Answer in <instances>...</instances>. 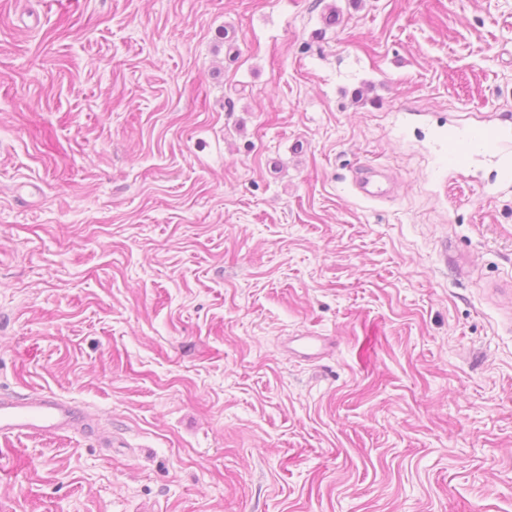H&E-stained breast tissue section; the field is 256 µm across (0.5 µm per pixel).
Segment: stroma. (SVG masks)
Returning a JSON list of instances; mask_svg holds the SVG:
<instances>
[{
	"mask_svg": "<svg viewBox=\"0 0 512 512\" xmlns=\"http://www.w3.org/2000/svg\"><path fill=\"white\" fill-rule=\"evenodd\" d=\"M506 156L512 0H0V512H512ZM501 142L502 130L500 127L495 125L479 127L477 136L473 141L462 140L457 142L456 157L458 166H463L478 148L493 152L500 147ZM354 184L360 194L371 199L390 197L393 190L392 180L382 171L371 165L358 169ZM84 415L70 401L31 392L18 397L0 395V436L57 435L75 428Z\"/></svg>",
	"mask_w": 512,
	"mask_h": 512,
	"instance_id": "stroma-1",
	"label": "stroma"
}]
</instances>
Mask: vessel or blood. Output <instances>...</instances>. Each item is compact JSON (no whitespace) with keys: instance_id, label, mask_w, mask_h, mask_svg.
<instances>
[{"instance_id":"b4317fda","label":"vessel or blood","mask_w":512,"mask_h":512,"mask_svg":"<svg viewBox=\"0 0 512 512\" xmlns=\"http://www.w3.org/2000/svg\"><path fill=\"white\" fill-rule=\"evenodd\" d=\"M502 142V130L495 125L479 127L472 140L456 144L458 164H465L475 150L496 151ZM354 184L364 197L384 199L393 190L392 180L374 166L358 169ZM82 414L70 401L36 392L18 397L0 395V436L11 437L28 434L56 435L75 428Z\"/></svg>"}]
</instances>
